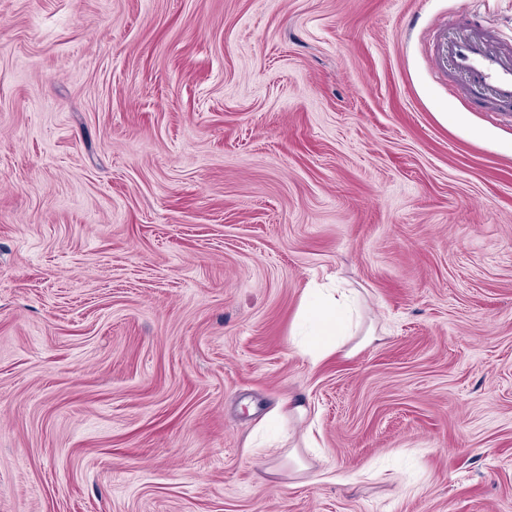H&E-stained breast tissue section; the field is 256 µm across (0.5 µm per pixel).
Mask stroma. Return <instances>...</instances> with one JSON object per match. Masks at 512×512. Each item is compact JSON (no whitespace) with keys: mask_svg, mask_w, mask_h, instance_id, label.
Segmentation results:
<instances>
[{"mask_svg":"<svg viewBox=\"0 0 512 512\" xmlns=\"http://www.w3.org/2000/svg\"><path fill=\"white\" fill-rule=\"evenodd\" d=\"M471 19L512 42V0H0V512H512V119L433 62ZM331 284L378 339L314 368Z\"/></svg>","mask_w":512,"mask_h":512,"instance_id":"1","label":"stroma"}]
</instances>
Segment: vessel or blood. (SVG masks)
<instances>
[{
  "mask_svg": "<svg viewBox=\"0 0 512 512\" xmlns=\"http://www.w3.org/2000/svg\"><path fill=\"white\" fill-rule=\"evenodd\" d=\"M434 65L452 70L464 95L474 103L493 101L512 117V52L491 31H474L450 38L439 34Z\"/></svg>",
  "mask_w": 512,
  "mask_h": 512,
  "instance_id": "1",
  "label": "vessel or blood"
}]
</instances>
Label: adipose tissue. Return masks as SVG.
Listing matches in <instances>:
<instances>
[{"label": "adipose tissue", "instance_id": "obj_1", "mask_svg": "<svg viewBox=\"0 0 512 512\" xmlns=\"http://www.w3.org/2000/svg\"><path fill=\"white\" fill-rule=\"evenodd\" d=\"M359 303L355 290L333 288L307 294L296 320L303 331L295 346L311 366L342 352Z\"/></svg>", "mask_w": 512, "mask_h": 512}]
</instances>
